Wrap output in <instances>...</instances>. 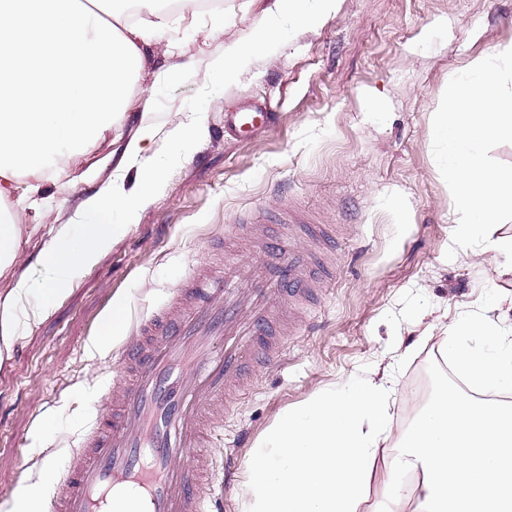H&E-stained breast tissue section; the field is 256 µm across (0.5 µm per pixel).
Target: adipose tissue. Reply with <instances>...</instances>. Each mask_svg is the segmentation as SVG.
I'll list each match as a JSON object with an SVG mask.
<instances>
[{"mask_svg":"<svg viewBox=\"0 0 512 512\" xmlns=\"http://www.w3.org/2000/svg\"><path fill=\"white\" fill-rule=\"evenodd\" d=\"M124 0H0V272L17 257L19 224L11 193L37 192L34 177L57 178L108 133H120L130 81L143 50L178 41L180 25H124ZM336 0H266L250 38L225 44L215 68L234 79L287 41L317 25ZM158 130L141 123L126 140L111 193L96 191L74 218L54 225L35 266L0 297V332L19 319L41 321L68 285L123 238L163 183L153 152ZM139 180L127 188L124 173ZM39 306L17 317L19 303ZM446 358L475 388L463 394L441 384L434 400L400 433L392 431L393 377L365 376L284 411L247 459L244 512H358L374 476L386 495L379 512H398L413 494L419 512H512V335L498 319L465 316L427 323ZM418 476L406 489L404 475Z\"/></svg>","mask_w":512,"mask_h":512,"instance_id":"obj_1","label":"adipose tissue"}]
</instances>
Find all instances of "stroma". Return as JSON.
Masks as SVG:
<instances>
[{
  "instance_id": "obj_1",
  "label": "stroma",
  "mask_w": 512,
  "mask_h": 512,
  "mask_svg": "<svg viewBox=\"0 0 512 512\" xmlns=\"http://www.w3.org/2000/svg\"><path fill=\"white\" fill-rule=\"evenodd\" d=\"M224 0L230 25L209 40L195 36L210 13L182 24L175 48L150 46L125 109L123 133L142 118L160 128L153 149L168 156L166 131L201 115L204 132L168 156L166 184L132 230L104 252L41 322L20 325L0 353V512L21 478L50 483L94 422L113 384L112 363L126 337L92 348L115 299L127 321L151 314L191 273L223 259L220 239L241 256L238 219L278 207L271 235L292 240L293 224H327L333 238L317 250L336 278L305 308L308 325L289 337L281 362L256 371L224 414L218 457L235 479L222 512H242L246 461L254 443L287 408L350 377L391 367L396 425H404L413 374L437 349L422 341L417 311L448 324L482 312L512 327V275L499 276L482 247L445 252L458 221L432 151V118L448 81L467 63L512 39V0H336V11L293 32L233 82L208 69L225 43L248 38L261 9ZM179 66L178 83L154 86L156 72ZM258 104L277 114L274 128L240 140L224 132L227 113ZM111 139L91 147L70 179L40 184L45 218L15 201L21 234L16 261L0 274V295L50 245L89 191L112 180Z\"/></svg>"
}]
</instances>
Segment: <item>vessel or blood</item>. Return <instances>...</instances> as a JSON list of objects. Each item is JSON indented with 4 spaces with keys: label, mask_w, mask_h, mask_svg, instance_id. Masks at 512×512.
Here are the masks:
<instances>
[{
    "label": "vessel or blood",
    "mask_w": 512,
    "mask_h": 512,
    "mask_svg": "<svg viewBox=\"0 0 512 512\" xmlns=\"http://www.w3.org/2000/svg\"><path fill=\"white\" fill-rule=\"evenodd\" d=\"M273 113H231L224 128L251 138ZM267 261L229 253L219 275H191L137 324L114 365L121 380L102 396V418L86 431L46 498V512H136L119 493L137 487L145 512H208L233 480L211 452L224 413L247 390L249 366L280 361L303 306L332 271L315 269L309 240L277 249L259 224L240 227Z\"/></svg>",
    "instance_id": "b4317fda"
}]
</instances>
